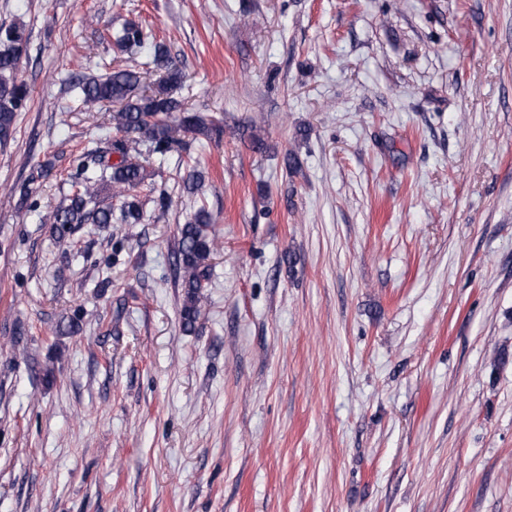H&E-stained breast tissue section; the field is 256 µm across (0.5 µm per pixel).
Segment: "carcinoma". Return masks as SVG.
<instances>
[{"label": "carcinoma", "mask_w": 512, "mask_h": 512, "mask_svg": "<svg viewBox=\"0 0 512 512\" xmlns=\"http://www.w3.org/2000/svg\"><path fill=\"white\" fill-rule=\"evenodd\" d=\"M122 52L150 51L147 70L160 71V87L153 92L140 90L144 72L116 66L102 76H70L69 82L80 89L82 105L88 109L102 103L116 106L112 116L116 135L112 137V158L95 149L83 150L74 157V171L69 174L72 191L44 220L64 235L72 224H139L145 202L137 188L155 176L140 156L142 151L165 155L188 151L180 132L223 134L200 111L185 107L168 93L183 81L181 70L172 63L164 47L154 42L142 23L127 19L114 36ZM28 55L25 29L18 25L0 27V146L15 138L17 113L27 109L31 88L18 77L19 63ZM50 163L31 168L27 183L11 188L19 193L20 207L31 209L30 185L47 177ZM184 190L193 194L203 184V175L193 168L182 178ZM112 193L119 199L117 208L105 205L101 195ZM210 213L198 208L180 228L176 268L182 273L185 301L181 311L182 326L190 331L201 313L203 289L211 275L210 258L215 249Z\"/></svg>", "instance_id": "carcinoma-1"}]
</instances>
